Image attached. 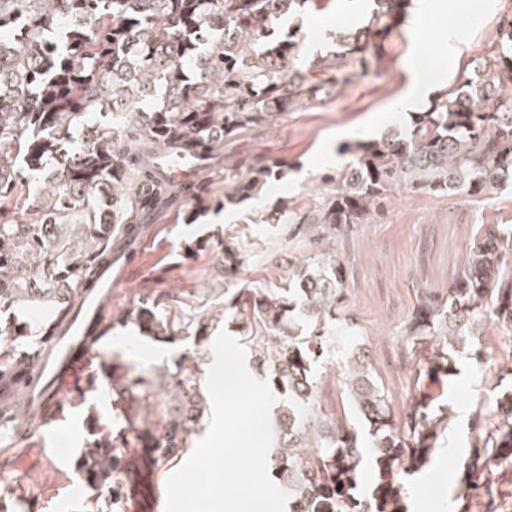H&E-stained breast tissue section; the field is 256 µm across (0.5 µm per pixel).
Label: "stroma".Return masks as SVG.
<instances>
[{
    "label": "stroma",
    "instance_id": "stroma-1",
    "mask_svg": "<svg viewBox=\"0 0 512 512\" xmlns=\"http://www.w3.org/2000/svg\"><path fill=\"white\" fill-rule=\"evenodd\" d=\"M432 2L433 9L420 22L418 4L409 0L380 60L371 61L340 91L303 101L282 113L270 129L250 133L226 150L225 163L240 179L247 177L256 156L284 163L283 176L272 179L259 197L209 210L193 224L170 211L145 225L107 313L117 316L157 305L180 324L177 339L161 343L143 336L133 322L116 325L101 339L81 386L62 398L53 415L0 434V489L32 504L33 512H89L86 496L72 493L82 482L78 459L91 427L112 425V400L127 369L157 376L183 366L191 385L201 389L214 360L213 338L222 330L236 334L233 317L224 312L228 246L242 261L233 281L237 288L286 285L293 263L316 253H337L347 268L348 307L360 325L346 345L366 352L394 417H401L428 384L403 339L414 293L425 287L447 289L479 225L497 223L502 209L512 208V184L503 183L487 198L398 188L367 223L342 227L334 239L319 244L309 236H292L287 225L261 223L260 216L281 199L294 211L315 206L348 160L345 145L375 139L408 121V113L394 104L410 82L406 63L411 56L442 61L447 83L456 84L474 58L492 49L500 16L512 9V0ZM372 9V0H308L278 31L294 33L301 45L294 65L304 68L314 57H332L337 32L363 25ZM482 342L486 364L461 362L459 374L444 382L442 400L451 419L431 463L404 480L407 512H443L446 497L460 489L456 478L468 462L470 418L495 400L489 373L512 363L502 354L512 348V330L485 327ZM341 365V356L334 353L317 368L316 411L321 415L340 416L348 410L338 380ZM166 401V394L156 392L133 403L136 427L117 443L130 471H143L150 452L142 433L160 429Z\"/></svg>",
    "mask_w": 512,
    "mask_h": 512
}]
</instances>
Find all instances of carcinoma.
<instances>
[{
	"label": "carcinoma",
	"mask_w": 512,
	"mask_h": 512,
	"mask_svg": "<svg viewBox=\"0 0 512 512\" xmlns=\"http://www.w3.org/2000/svg\"><path fill=\"white\" fill-rule=\"evenodd\" d=\"M305 0H0V309L23 303L64 322L82 290L161 211L185 207L191 224L210 209L206 172L224 146L272 125L304 100L344 86L378 52L400 0H375L368 23L336 35L335 58L306 72L288 67L294 32L276 24ZM163 93L161 105L148 104ZM105 121L88 125L92 109ZM351 160L319 206L266 216L325 232L363 224L393 186L444 196H482L512 180V14L503 13L491 54L465 81L443 92L410 122L347 148ZM186 156L197 177L184 182L164 166ZM283 165L257 158L224 198L258 195ZM512 224H482L446 297L416 292L407 345L430 383L457 374L460 351L484 363L485 321L512 329ZM346 267L310 257L288 285L226 288L224 311L280 397L269 469L287 492L290 512H405L402 475L424 467L448 412L421 391L395 427L390 404L367 356L355 349L341 368L356 421L316 414L314 370L340 337L358 327L344 310ZM142 332L165 341L176 328L153 307L130 310ZM29 335L15 317L0 318V337ZM39 373L38 350L0 352V397L10 395L9 427L31 424L24 404ZM173 386L171 406L153 447L172 467L192 445L205 414L197 388ZM154 380L128 370L124 392L150 393ZM493 419L471 423L474 439L456 496L458 512H496V467L512 471V387L494 401ZM78 460L86 484L115 504L126 462L97 438ZM374 478L358 493L366 458Z\"/></svg>",
	"instance_id": "obj_1"
}]
</instances>
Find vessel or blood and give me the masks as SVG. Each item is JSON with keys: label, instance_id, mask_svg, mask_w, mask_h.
I'll return each mask as SVG.
<instances>
[{"label": "vessel or blood", "instance_id": "b4317fda", "mask_svg": "<svg viewBox=\"0 0 512 512\" xmlns=\"http://www.w3.org/2000/svg\"><path fill=\"white\" fill-rule=\"evenodd\" d=\"M119 283V278L113 277L111 271H103L97 288L84 293L68 324L46 342L42 358L45 385L34 398L38 420L48 417L90 363L104 323V300Z\"/></svg>", "mask_w": 512, "mask_h": 512}]
</instances>
